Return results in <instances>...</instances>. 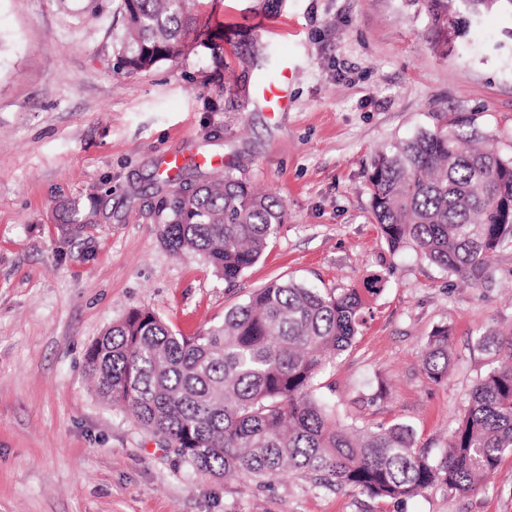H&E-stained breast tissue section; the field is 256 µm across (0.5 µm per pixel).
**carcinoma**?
Listing matches in <instances>:
<instances>
[{
	"instance_id": "carcinoma-1",
	"label": "carcinoma",
	"mask_w": 512,
	"mask_h": 512,
	"mask_svg": "<svg viewBox=\"0 0 512 512\" xmlns=\"http://www.w3.org/2000/svg\"><path fill=\"white\" fill-rule=\"evenodd\" d=\"M208 0H121L122 69L149 70L185 54ZM424 6L450 46L485 14H512V0H411ZM266 74L277 51L259 45ZM450 115L395 142L368 173L371 211L391 252L411 248L475 288L495 283L491 258L512 251V155ZM172 252L206 256L224 283L254 265L286 218L283 201L229 174L188 184L151 206ZM365 297L295 280H275L192 335L134 308L88 349L85 372L99 396L132 412L145 434L193 470L274 479L307 474L319 487L373 499L412 498L435 483L466 494L512 450V327L480 344L498 364L474 385L448 445L415 449L412 428L396 422L357 431L336 422L312 395L319 375L353 343ZM454 365L448 328L428 337L423 367L440 384Z\"/></svg>"
}]
</instances>
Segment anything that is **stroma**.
Segmentation results:
<instances>
[{
    "label": "stroma",
    "instance_id": "obj_1",
    "mask_svg": "<svg viewBox=\"0 0 512 512\" xmlns=\"http://www.w3.org/2000/svg\"><path fill=\"white\" fill-rule=\"evenodd\" d=\"M119 4L0 0V512H512V452L476 492L437 483L401 502L304 475L201 474L85 376L89 347L132 308L192 334L279 278L341 291L381 273L314 395L342 424L404 422L418 448H443L493 362L479 335L512 327V253L495 257L494 287L470 288L391 252L367 178L377 152L449 114L512 155V15H486L447 52L410 0H211L206 34L181 58L125 73ZM292 26L295 41L274 33ZM260 43L299 60L288 111L252 100ZM170 153L207 159L180 183L228 172L286 206L233 287L160 240L150 206L173 189L160 166ZM74 204L96 214L78 234L63 224ZM441 325L455 365L437 384L422 354Z\"/></svg>",
    "mask_w": 512,
    "mask_h": 512
}]
</instances>
